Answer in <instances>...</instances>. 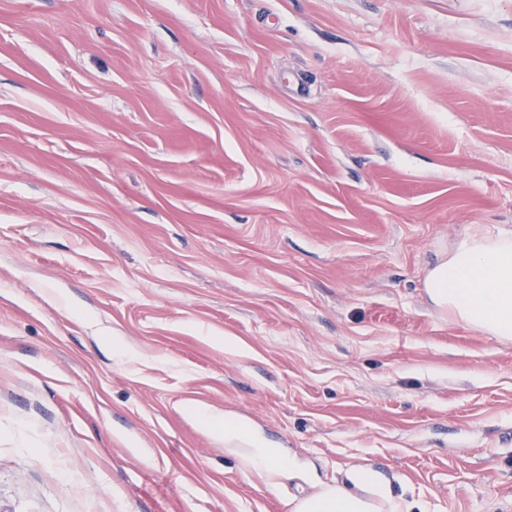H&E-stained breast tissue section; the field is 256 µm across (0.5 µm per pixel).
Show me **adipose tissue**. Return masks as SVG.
Here are the masks:
<instances>
[{
  "label": "adipose tissue",
  "mask_w": 512,
  "mask_h": 512,
  "mask_svg": "<svg viewBox=\"0 0 512 512\" xmlns=\"http://www.w3.org/2000/svg\"><path fill=\"white\" fill-rule=\"evenodd\" d=\"M423 286L433 305L461 324L501 340H512V231H479L462 237L427 270ZM224 445L243 448L245 468L262 479L267 491L295 463L279 449L249 433L233 419L224 421ZM347 485H330L294 503L292 512H372L383 501L387 512H400L386 481L376 472H348Z\"/></svg>",
  "instance_id": "ef3b65f1"
}]
</instances>
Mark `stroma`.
<instances>
[{"instance_id":"obj_1","label":"stroma","mask_w":512,"mask_h":512,"mask_svg":"<svg viewBox=\"0 0 512 512\" xmlns=\"http://www.w3.org/2000/svg\"><path fill=\"white\" fill-rule=\"evenodd\" d=\"M511 228L512 0H0V512H503L512 341L423 279ZM224 445L228 448L244 447L242 457L245 468L261 477L262 485L270 492L277 487L274 479L296 466L294 461L281 455L279 448L249 433L228 417H224ZM347 481L354 488L383 500L386 511H401L378 473L368 469L352 470L347 474ZM370 496L355 494L342 485L325 486L312 497L295 502L292 512H373L371 509L377 507Z\"/></svg>"}]
</instances>
